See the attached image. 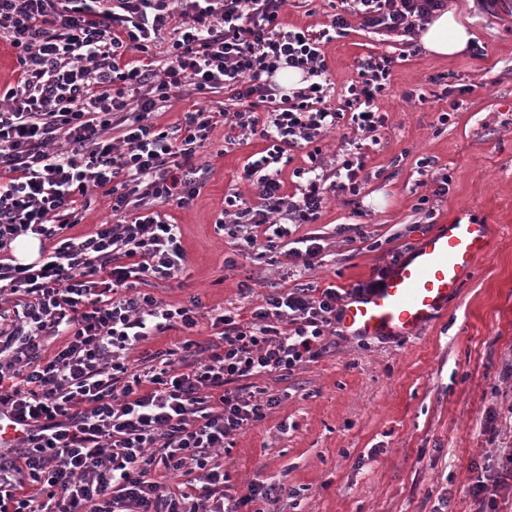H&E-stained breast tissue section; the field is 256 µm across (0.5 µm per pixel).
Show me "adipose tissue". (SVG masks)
I'll use <instances>...</instances> for the list:
<instances>
[{
    "label": "adipose tissue",
    "instance_id": "1",
    "mask_svg": "<svg viewBox=\"0 0 512 512\" xmlns=\"http://www.w3.org/2000/svg\"><path fill=\"white\" fill-rule=\"evenodd\" d=\"M474 38L469 19L449 7L434 12L423 25L420 43L434 57L453 59L466 53Z\"/></svg>",
    "mask_w": 512,
    "mask_h": 512
}]
</instances>
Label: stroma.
Returning <instances> with one entry per match:
<instances>
[{
	"label": "stroma",
	"instance_id": "35a3bbf8",
	"mask_svg": "<svg viewBox=\"0 0 512 512\" xmlns=\"http://www.w3.org/2000/svg\"><path fill=\"white\" fill-rule=\"evenodd\" d=\"M447 2L474 20L476 40L466 56L441 60L426 54L418 34L356 23L321 46L335 100L357 80L361 59H394L379 98L388 129L379 142H363L359 194L327 185L318 223L290 225L277 249L264 255L242 251L240 240L215 222L226 196L256 203L257 189L243 168L268 143L257 137L225 143L220 125L197 150L208 167L199 195L163 207L181 228L187 266L180 279L154 282V294L174 305L196 297L207 308L245 312L273 289L294 286L287 272L298 261L288 250L303 235L319 236L325 246L308 280L348 289L394 254H407L458 210L493 227L491 252L477 262L460 299L420 336L342 332L317 361L287 380L268 381L280 405L225 449L223 460L233 487L259 479L294 489L296 498L281 500L279 512H431L444 495L449 512H475L468 487L491 454L484 428L512 435V384L502 379L512 363V0L485 8ZM334 12L333 0H288L282 19L317 31ZM201 108L231 113L237 106L222 91L182 94L153 122L165 128ZM423 158L433 163V180L424 186ZM444 175L448 193L435 196L434 180ZM348 224L362 225L363 238L341 233ZM228 257L236 269H225ZM245 279L252 284L247 295L239 290Z\"/></svg>",
	"mask_w": 512,
	"mask_h": 512
}]
</instances>
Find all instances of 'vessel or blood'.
<instances>
[{"instance_id": "b4317fda", "label": "vessel or blood", "mask_w": 512, "mask_h": 512, "mask_svg": "<svg viewBox=\"0 0 512 512\" xmlns=\"http://www.w3.org/2000/svg\"><path fill=\"white\" fill-rule=\"evenodd\" d=\"M493 227L458 216L425 235L393 266L379 288L348 298L341 324L351 336H413L458 299L479 259L492 245Z\"/></svg>"}]
</instances>
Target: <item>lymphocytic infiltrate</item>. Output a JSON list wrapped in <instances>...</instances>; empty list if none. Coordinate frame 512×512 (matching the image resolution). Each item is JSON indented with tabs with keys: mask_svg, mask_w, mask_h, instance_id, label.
<instances>
[{
	"mask_svg": "<svg viewBox=\"0 0 512 512\" xmlns=\"http://www.w3.org/2000/svg\"><path fill=\"white\" fill-rule=\"evenodd\" d=\"M284 0H0V40L15 49L19 78L0 98V413L26 429L0 445V512H242L276 504L293 489L262 481L228 493L229 475L213 452L264 420L279 399L256 378L287 379L320 358L335 335L346 289L298 284L264 296L248 320L212 308L207 341L185 339L144 357L141 342L174 326L197 327L198 300L174 306L146 292L186 264L179 225L160 205L199 194L196 152L213 127L197 109L164 130L152 119L171 97L224 90L238 104L226 117L227 142L258 136L265 155L248 162L259 207L224 200L217 228L233 227L248 248L270 251L287 223H315L325 204L318 163L297 170L300 195L281 191L287 151L349 122L361 135L384 129L376 102L390 76L388 55L359 63L340 105L325 99L321 43L350 17L363 27L411 33L446 0H340L328 30L283 25ZM172 40L160 62L131 65L162 32ZM297 68L310 84L275 97L272 77ZM119 141H112L113 128ZM100 190L121 224L76 237L77 197ZM281 223L258 237L270 215ZM34 234L49 251L30 264L8 251ZM61 338L54 356L47 337ZM495 465L469 492L478 512H498L512 481V443L494 448ZM184 478L186 489L156 480Z\"/></svg>",
	"mask_w": 512,
	"mask_h": 512,
	"instance_id": "f902f5d3",
	"label": "lymphocytic infiltrate"
}]
</instances>
